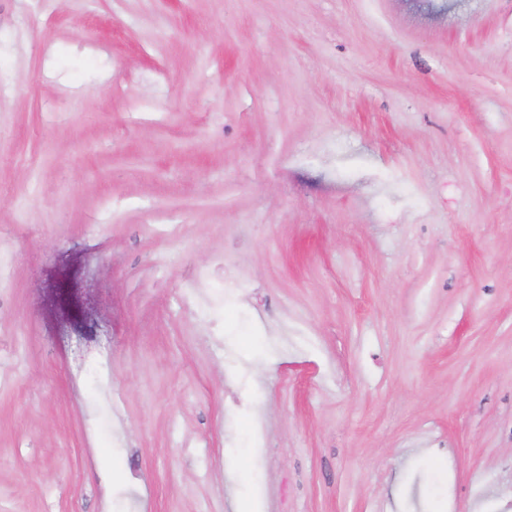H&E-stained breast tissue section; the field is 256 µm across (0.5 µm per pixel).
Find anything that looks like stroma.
<instances>
[{
    "label": "stroma",
    "mask_w": 512,
    "mask_h": 512,
    "mask_svg": "<svg viewBox=\"0 0 512 512\" xmlns=\"http://www.w3.org/2000/svg\"><path fill=\"white\" fill-rule=\"evenodd\" d=\"M245 500L512 512V0H0V512Z\"/></svg>",
    "instance_id": "1"
}]
</instances>
